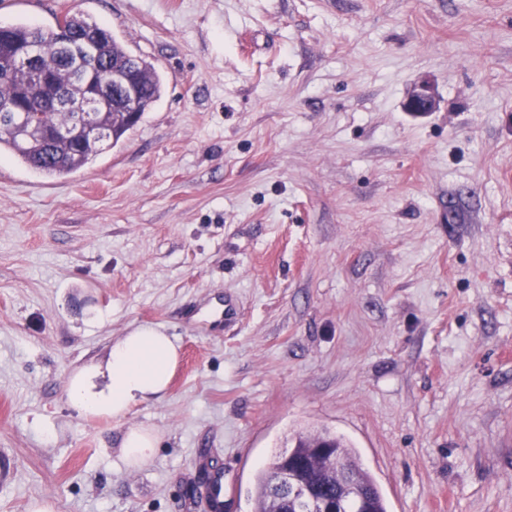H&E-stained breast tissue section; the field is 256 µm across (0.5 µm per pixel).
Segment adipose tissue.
<instances>
[{"mask_svg":"<svg viewBox=\"0 0 512 512\" xmlns=\"http://www.w3.org/2000/svg\"><path fill=\"white\" fill-rule=\"evenodd\" d=\"M178 356L174 337L154 326L136 327L114 343L106 364L86 366L69 377V401L81 415L122 420L133 406L166 395ZM156 446L151 429L130 427L118 454L126 465L142 468L154 457Z\"/></svg>","mask_w":512,"mask_h":512,"instance_id":"obj_1","label":"adipose tissue"}]
</instances>
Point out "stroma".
I'll list each match as a JSON object with an SVG mask.
<instances>
[{"label":"stroma","instance_id":"obj_1","mask_svg":"<svg viewBox=\"0 0 512 512\" xmlns=\"http://www.w3.org/2000/svg\"><path fill=\"white\" fill-rule=\"evenodd\" d=\"M63 13L166 88L73 174L0 156V512H207L205 463L252 512L316 430L389 512H512V0H0ZM141 325L181 346L166 396L79 415L69 376ZM438 106V99L432 85L428 81L420 82L407 101V109L417 115L433 112ZM157 436L149 428L128 427L122 436L118 454L132 467H145L156 453ZM322 433H298L294 438V444L288 451L275 453L266 470H262L256 477L254 487V512H274L277 508V493L271 485L269 471L276 467L285 458L292 455L294 458L303 459L307 457L312 448L308 445L316 440ZM334 452V459L328 457L317 463L322 466H331L336 463L337 458L353 474L357 481L366 488L370 496V510L372 512H388L384 497L374 478L357 461L355 449L348 445L342 437L336 435Z\"/></svg>","mask_w":512,"mask_h":512}]
</instances>
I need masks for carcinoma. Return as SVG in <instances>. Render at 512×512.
<instances>
[{"instance_id": "obj_1", "label": "carcinoma", "mask_w": 512, "mask_h": 512, "mask_svg": "<svg viewBox=\"0 0 512 512\" xmlns=\"http://www.w3.org/2000/svg\"><path fill=\"white\" fill-rule=\"evenodd\" d=\"M12 34L24 44L41 43L50 46L56 35V29H44L36 24L20 22L12 25ZM62 35L86 37V42H73V46L65 56L47 52L42 64L55 70L58 83L66 88L71 96L81 93L76 80L77 61L90 65H108L119 70L124 69L130 58L125 45L105 26L80 14L66 15L65 30ZM140 88L136 98L135 110L138 116L151 111L162 98L165 90V79L154 65L141 58L137 63ZM31 92L25 75L16 72L10 78L0 76V101L18 102ZM39 122L49 128L71 130L77 121L76 113L65 106L47 105L38 114ZM96 122L102 130L99 138H86L82 141L63 138L54 144L36 146L20 129V117L12 112H0V154L10 153L20 162L39 172L64 176L83 169L92 163L103 151L104 147L118 143L132 128L123 113L107 106L96 115ZM319 437L317 433H299L294 444L288 451L274 454L269 468L261 471L255 481L254 512H275L277 493L271 485L269 469L276 467L290 455L303 459L309 453L308 445ZM335 458L319 461L322 466H331L341 462L357 481L364 485L369 496L371 512H388L384 497L372 475L357 461L356 451L340 436L336 437L334 448Z\"/></svg>"}]
</instances>
